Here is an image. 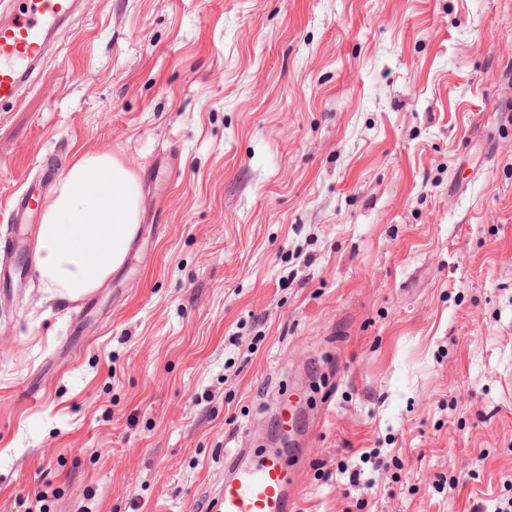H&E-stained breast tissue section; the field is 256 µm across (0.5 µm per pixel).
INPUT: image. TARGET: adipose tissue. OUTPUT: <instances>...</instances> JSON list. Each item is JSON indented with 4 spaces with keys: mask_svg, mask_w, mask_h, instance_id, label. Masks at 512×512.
Wrapping results in <instances>:
<instances>
[{
    "mask_svg": "<svg viewBox=\"0 0 512 512\" xmlns=\"http://www.w3.org/2000/svg\"><path fill=\"white\" fill-rule=\"evenodd\" d=\"M141 221V184L111 154L81 155L59 179L39 226L36 271L51 293L75 300L126 261Z\"/></svg>",
    "mask_w": 512,
    "mask_h": 512,
    "instance_id": "ef3b65f1",
    "label": "adipose tissue"
}]
</instances>
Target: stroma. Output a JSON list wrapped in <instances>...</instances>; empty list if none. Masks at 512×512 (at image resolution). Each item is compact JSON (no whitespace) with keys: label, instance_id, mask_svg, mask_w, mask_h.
<instances>
[{"label":"stroma","instance_id":"35a3bbf8","mask_svg":"<svg viewBox=\"0 0 512 512\" xmlns=\"http://www.w3.org/2000/svg\"><path fill=\"white\" fill-rule=\"evenodd\" d=\"M22 95L0 244L79 155L142 218L75 301L12 259L0 512H215L294 391L296 512L512 498V0H80Z\"/></svg>","mask_w":512,"mask_h":512}]
</instances>
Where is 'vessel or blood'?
Instances as JSON below:
<instances>
[{
	"instance_id": "1",
	"label": "vessel or blood",
	"mask_w": 512,
	"mask_h": 512,
	"mask_svg": "<svg viewBox=\"0 0 512 512\" xmlns=\"http://www.w3.org/2000/svg\"><path fill=\"white\" fill-rule=\"evenodd\" d=\"M9 12L0 23V105L17 104L30 69L48 50V35L66 21L75 0H28L13 11L11 0H0ZM219 512H294L288 472L280 457L267 455L250 462L234 456L228 463Z\"/></svg>"
}]
</instances>
